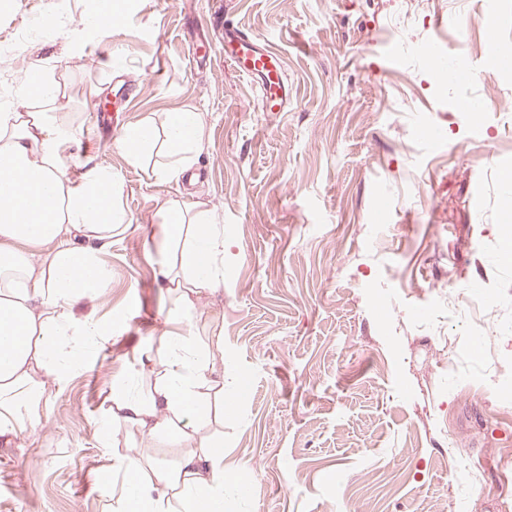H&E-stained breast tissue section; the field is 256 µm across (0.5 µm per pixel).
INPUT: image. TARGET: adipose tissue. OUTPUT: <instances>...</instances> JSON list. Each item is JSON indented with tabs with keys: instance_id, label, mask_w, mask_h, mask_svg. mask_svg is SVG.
I'll return each mask as SVG.
<instances>
[{
	"instance_id": "obj_1",
	"label": "adipose tissue",
	"mask_w": 512,
	"mask_h": 512,
	"mask_svg": "<svg viewBox=\"0 0 512 512\" xmlns=\"http://www.w3.org/2000/svg\"><path fill=\"white\" fill-rule=\"evenodd\" d=\"M58 86L48 77L21 80L18 106L0 111V441L15 439L36 413L43 376L79 367L107 328L92 317L74 321L73 305L106 287L100 260L114 234L128 224L114 200L110 169L83 165L71 176L65 159L79 147L74 129L50 112ZM37 101L41 110H30ZM200 112L170 113L163 141L142 123L119 143L131 162L153 145L167 158L159 178L189 172L203 141ZM166 246L158 273L177 304L169 314L168 351L145 395L124 391L113 401L112 423L162 435L189 448L169 468L146 470L128 461L131 474L115 512H224V450L199 443L196 431L219 413L215 394L224 378L209 365L191 328L194 299L224 281V235L201 203L178 198L164 208Z\"/></svg>"
}]
</instances>
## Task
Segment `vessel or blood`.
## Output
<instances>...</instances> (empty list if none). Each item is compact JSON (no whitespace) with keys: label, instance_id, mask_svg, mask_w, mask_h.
<instances>
[{"label":"vessel or blood","instance_id":"1","mask_svg":"<svg viewBox=\"0 0 512 512\" xmlns=\"http://www.w3.org/2000/svg\"><path fill=\"white\" fill-rule=\"evenodd\" d=\"M210 24L222 34L225 60L250 80L266 110L287 111L291 102L288 83L267 41L217 12L211 13Z\"/></svg>","mask_w":512,"mask_h":512}]
</instances>
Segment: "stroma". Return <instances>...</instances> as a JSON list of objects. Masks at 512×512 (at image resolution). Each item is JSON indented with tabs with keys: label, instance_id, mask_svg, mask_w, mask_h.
<instances>
[{
	"label": "stroma",
	"instance_id": "obj_1",
	"mask_svg": "<svg viewBox=\"0 0 512 512\" xmlns=\"http://www.w3.org/2000/svg\"><path fill=\"white\" fill-rule=\"evenodd\" d=\"M127 2L96 37L81 33L88 0L0 12V107L41 62L81 141L68 166L110 168L130 220L100 256L109 286L73 307L112 333L0 442V512H113L129 459L184 452L110 423L120 389H151L143 358L166 351L161 207L179 196L224 229V282L191 317L224 371V420L202 435L248 481L224 512H512V78L497 61L512 0H213L280 55L285 112L263 110L219 42L194 66L183 24L205 19L202 0ZM47 13L58 25L35 37ZM21 33L23 52L2 53ZM464 46L474 83L438 80L436 59ZM467 96L489 102L486 120L459 112ZM182 108L204 117L202 149L193 181H163L161 157L131 163L117 139Z\"/></svg>",
	"mask_w": 512,
	"mask_h": 512
}]
</instances>
